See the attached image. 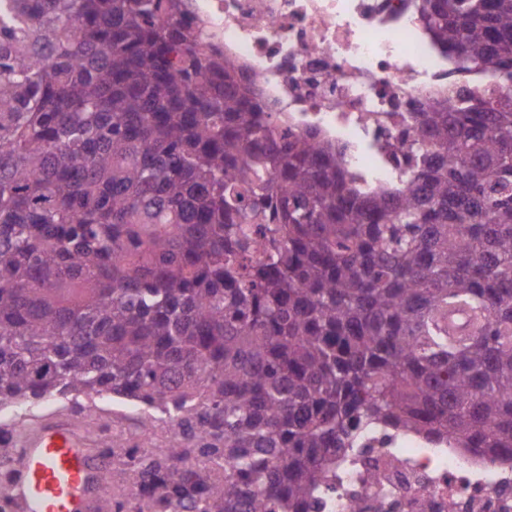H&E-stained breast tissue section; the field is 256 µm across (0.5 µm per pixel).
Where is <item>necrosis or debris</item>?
I'll use <instances>...</instances> for the list:
<instances>
[{
	"mask_svg": "<svg viewBox=\"0 0 512 512\" xmlns=\"http://www.w3.org/2000/svg\"><path fill=\"white\" fill-rule=\"evenodd\" d=\"M418 3L185 0V9L265 111L332 145L361 187L396 192L413 113L451 92L482 98L494 89L495 64L458 71ZM309 512H512V466L452 444L373 435L337 457Z\"/></svg>",
	"mask_w": 512,
	"mask_h": 512,
	"instance_id": "obj_1",
	"label": "necrosis or debris"
}]
</instances>
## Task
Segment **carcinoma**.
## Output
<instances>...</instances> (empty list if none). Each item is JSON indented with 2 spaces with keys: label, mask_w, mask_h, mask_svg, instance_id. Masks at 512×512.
<instances>
[{
  "label": "carcinoma",
  "mask_w": 512,
  "mask_h": 512,
  "mask_svg": "<svg viewBox=\"0 0 512 512\" xmlns=\"http://www.w3.org/2000/svg\"><path fill=\"white\" fill-rule=\"evenodd\" d=\"M421 12L512 76V0ZM415 119L367 191L179 0H0V407L160 415L156 453L102 425L132 496L101 512H306L372 432L512 463V93Z\"/></svg>",
  "instance_id": "1"
}]
</instances>
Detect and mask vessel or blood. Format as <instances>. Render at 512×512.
<instances>
[{"label": "vessel or blood", "mask_w": 512, "mask_h": 512, "mask_svg": "<svg viewBox=\"0 0 512 512\" xmlns=\"http://www.w3.org/2000/svg\"><path fill=\"white\" fill-rule=\"evenodd\" d=\"M105 462L81 420L22 428L0 455V494L10 512H96Z\"/></svg>", "instance_id": "obj_1"}]
</instances>
